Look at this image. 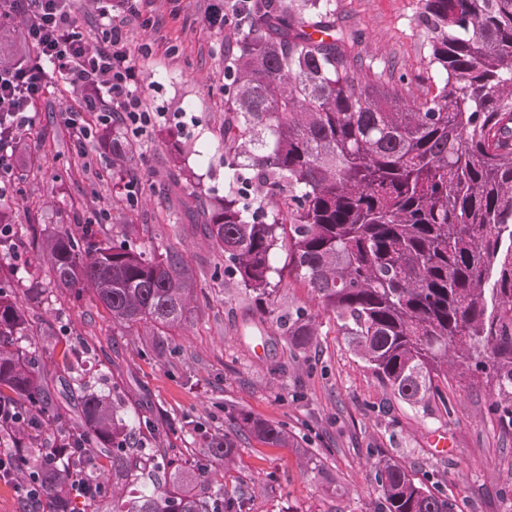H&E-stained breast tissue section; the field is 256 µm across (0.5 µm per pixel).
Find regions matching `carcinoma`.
Wrapping results in <instances>:
<instances>
[{
  "label": "carcinoma",
  "mask_w": 512,
  "mask_h": 512,
  "mask_svg": "<svg viewBox=\"0 0 512 512\" xmlns=\"http://www.w3.org/2000/svg\"><path fill=\"white\" fill-rule=\"evenodd\" d=\"M432 95L407 101L406 74L373 70L354 52L360 35L336 26L330 0H249L235 17L237 51L224 67L227 112L218 149L236 190L220 195L169 151L195 223L224 257V274L263 306L288 275L335 316L357 355L385 387L417 406L453 413L448 353L461 375L495 383L490 412L512 428V0H423ZM138 144L112 128V165L124 175ZM54 282L79 299L90 294L119 327L145 322L160 331L189 319L193 282L183 256L146 248L139 227L112 240L85 231L49 236L43 252ZM302 306L281 321L295 350L316 336ZM24 312L0 290V403L25 410L40 427L55 419L35 355L17 346L30 335ZM237 427L273 447L285 427L239 411ZM73 455L89 485L70 496L69 471L45 447L32 459L50 512H243L244 497L200 475L204 496L171 488L166 449L151 424L121 395L81 397ZM377 512H455L439 482L426 485L380 460ZM112 472L107 501L99 484Z\"/></svg>",
  "instance_id": "obj_1"
}]
</instances>
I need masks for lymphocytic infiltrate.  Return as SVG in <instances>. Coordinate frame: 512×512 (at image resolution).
I'll use <instances>...</instances> for the list:
<instances>
[{
	"instance_id": "lymphocytic-infiltrate-1",
	"label": "lymphocytic infiltrate",
	"mask_w": 512,
	"mask_h": 512,
	"mask_svg": "<svg viewBox=\"0 0 512 512\" xmlns=\"http://www.w3.org/2000/svg\"><path fill=\"white\" fill-rule=\"evenodd\" d=\"M24 21L26 38L35 55L23 63L0 68V196L8 197L7 175L17 162V136L36 122L33 106L47 91L53 77L64 78L80 91L83 106L63 114L65 125L80 138L87 137L85 115L98 113L104 124L118 121L148 125L151 115L142 108L134 59L115 10L134 16L140 0H99L102 38L92 43L80 31L73 0H12Z\"/></svg>"
}]
</instances>
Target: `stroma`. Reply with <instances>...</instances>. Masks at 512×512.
I'll use <instances>...</instances> for the list:
<instances>
[{"instance_id": "obj_1", "label": "stroma", "mask_w": 512, "mask_h": 512, "mask_svg": "<svg viewBox=\"0 0 512 512\" xmlns=\"http://www.w3.org/2000/svg\"><path fill=\"white\" fill-rule=\"evenodd\" d=\"M219 0H144L143 15L126 17L127 43L137 52L139 89L155 120L137 141L141 156L128 176L141 195L129 207L111 178H98L112 153V131L100 128L78 143L61 118L79 94L56 79L35 104L36 123L22 133L25 149L13 172L14 192L0 212L13 227L8 264L25 268L12 294L24 307L31 336L21 346L36 355L47 381L74 367L86 385L118 390L153 424L177 467L176 487L200 494L198 464L227 491L245 490L244 512H374L378 460H391L416 479L439 480L456 512H512V431L490 414L494 386L477 374L448 377L452 415L395 398L372 375L340 332L333 314L319 311L308 288L284 278L274 301L259 308L235 280L200 225L178 203L170 136L211 147L207 164L188 156L205 184L224 190L217 135L224 124V68L235 47L232 27L212 25ZM337 23L359 30L358 51L378 67L406 73L410 96L433 93L422 0H332ZM148 55H139L141 45ZM173 210L174 218L155 217ZM132 214L142 237L173 246L191 271L196 299L189 320L157 335L138 324L114 326L89 299L56 287L38 258L43 240L59 229L93 225L111 238ZM299 306L315 313L317 336L291 347L278 326ZM287 426L294 445L274 448L240 434L231 418ZM446 436L447 452L431 444ZM232 437L230 458L213 455L211 439Z\"/></svg>"}]
</instances>
